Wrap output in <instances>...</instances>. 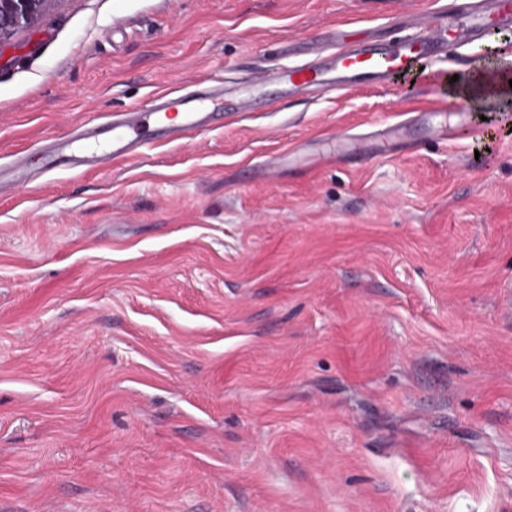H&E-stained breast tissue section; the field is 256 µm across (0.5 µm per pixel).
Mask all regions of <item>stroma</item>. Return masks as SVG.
<instances>
[{
    "instance_id": "stroma-1",
    "label": "stroma",
    "mask_w": 512,
    "mask_h": 512,
    "mask_svg": "<svg viewBox=\"0 0 512 512\" xmlns=\"http://www.w3.org/2000/svg\"><path fill=\"white\" fill-rule=\"evenodd\" d=\"M455 0H55L0 49V512H512V112L290 95L62 171L164 92L240 96ZM26 167L28 188L13 180ZM152 142L139 136L134 127L123 125L112 126V144L101 145L95 137H74L61 150L57 151L56 166L71 168L76 161L83 162L88 167H95L108 160L112 162L129 158L138 149L148 147Z\"/></svg>"
}]
</instances>
